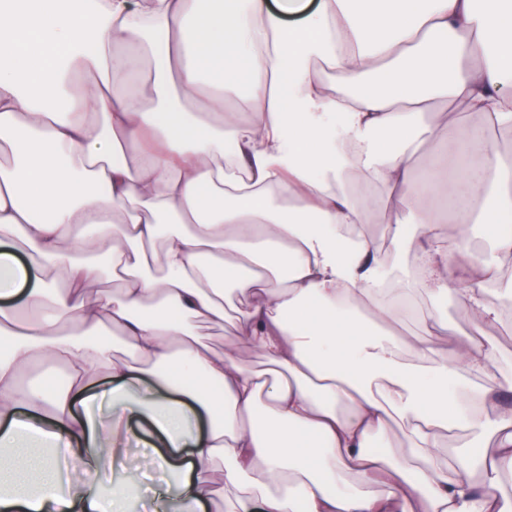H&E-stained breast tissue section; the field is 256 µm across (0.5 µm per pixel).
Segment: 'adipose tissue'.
Instances as JSON below:
<instances>
[{
  "instance_id": "ef3b65f1",
  "label": "adipose tissue",
  "mask_w": 512,
  "mask_h": 512,
  "mask_svg": "<svg viewBox=\"0 0 512 512\" xmlns=\"http://www.w3.org/2000/svg\"><path fill=\"white\" fill-rule=\"evenodd\" d=\"M494 130L512 0H0V445L30 451L0 455V512H128L103 476L133 441L163 472L150 512L222 489L224 512H512V409L484 410L512 371L488 339L437 341L442 301L502 319ZM373 190L394 209L376 236ZM444 198L503 225L491 256ZM421 286L435 306L407 341L392 326ZM228 287L266 370L205 339ZM41 358L64 387L22 383ZM453 232H461L469 239L475 253L484 252V242H490L488 233L501 232L504 230L500 224H447ZM478 229L479 239L474 237V231Z\"/></svg>"
}]
</instances>
